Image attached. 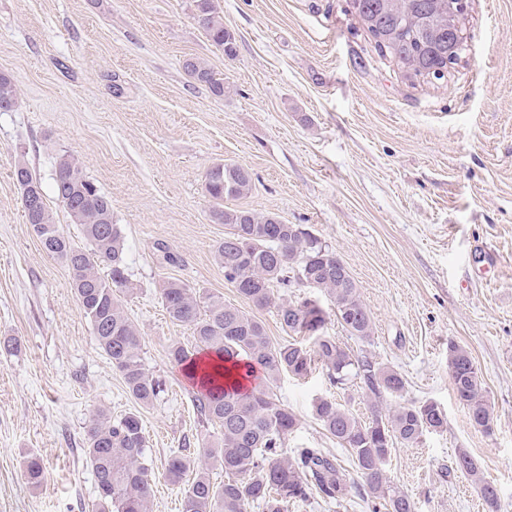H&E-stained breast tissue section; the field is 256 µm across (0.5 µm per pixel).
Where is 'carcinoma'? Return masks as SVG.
<instances>
[{"instance_id":"carcinoma-1","label":"carcinoma","mask_w":512,"mask_h":512,"mask_svg":"<svg viewBox=\"0 0 512 512\" xmlns=\"http://www.w3.org/2000/svg\"><path fill=\"white\" fill-rule=\"evenodd\" d=\"M195 2L210 40L224 49V55L234 56L236 37L224 27L212 0ZM351 7L379 49L409 77L442 79L464 51L465 12L456 0H351ZM184 69L194 82L224 95V80L205 62L188 59ZM18 99L13 79L0 73V102L15 105ZM13 176L22 191L31 184L40 185L23 164L15 166ZM53 180L55 197L71 222L81 226L85 244L76 243L55 223L44 199L37 210L24 213L26 223L43 250L65 263L78 308L89 321L97 345L120 372L129 394L149 406L163 391V383L145 368L141 336L124 309L122 294L129 292L130 281L112 205L86 177L81 163L69 155L58 161ZM251 187L249 170L239 164L216 163L206 172L205 190L214 204L212 218L229 227L216 258L224 267V278L237 287L241 298L259 310L274 309L284 332L306 333L312 342L308 346L294 340L277 342L248 312L178 279L163 282L161 298L169 318L192 325L196 347L225 362L207 374L206 383L192 395L202 422L214 430V440L202 441L204 462L193 467L179 454L168 460L167 476L174 484L182 482L188 470H195L185 491L183 512H252L255 507L261 512H288L289 502L313 494L330 503L348 496L350 479L330 452L285 450L286 438L299 419L280 401L277 384L285 375H306L316 361L332 384L346 386L358 380L366 387L371 414L367 422L328 397L314 399L311 411L326 433L351 451L372 512H414L411 498L394 485L386 465L394 442L413 447L425 434L442 430L444 411L427 401L383 412L378 399L405 390L401 374L321 333L326 315L316 304L279 293L295 284L301 273L332 299L336 322L350 337L366 341L373 332L371 311L349 271L336 261L335 249L275 215L224 207V198L245 197ZM169 358L184 370L192 365L195 354L175 344ZM448 371L456 399L467 410L472 426L492 433L494 411L466 347L448 343ZM86 444V461L96 482L93 512H151L152 470L139 415L114 419L96 410L86 426ZM213 468L224 470V484L213 482ZM454 470L471 482L488 512H500L497 487L483 478L477 460L466 449L456 452ZM24 476L33 486L42 484L45 471L40 459L25 461Z\"/></svg>"}]
</instances>
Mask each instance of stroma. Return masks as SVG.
Returning <instances> with one entry per match:
<instances>
[{"label": "stroma", "mask_w": 512, "mask_h": 512, "mask_svg": "<svg viewBox=\"0 0 512 512\" xmlns=\"http://www.w3.org/2000/svg\"><path fill=\"white\" fill-rule=\"evenodd\" d=\"M237 38L225 56L196 18L194 0H0V72L20 97L0 112V512H88L95 496L84 460L95 409L141 418L153 472L152 512H182L183 485L166 464L197 460L207 433L194 389L168 357L194 348L172 323L159 288L177 278L245 308L216 248L227 231L211 216L210 165L248 168L244 198L336 248L374 321L350 338L327 295L292 288L329 315L323 328L355 353L393 366L402 396L383 409L433 401L447 424L413 447L394 444L386 469L416 512H486L453 470L458 449L478 460L512 512V0H468L465 51L445 78L406 77L383 55L348 0H214ZM206 61L229 86L194 83L186 59ZM79 158L112 203L134 291L126 310L145 367L164 383L139 406L97 346L63 262L26 224L13 179L25 163L57 224L82 242L54 194L60 156ZM467 346L497 425L475 429L456 401L448 344ZM300 420L292 448H324L346 474L349 452L314 419L331 397L361 418L359 386L330 384L320 365L276 390ZM46 478L29 486L27 457Z\"/></svg>", "instance_id": "stroma-1"}]
</instances>
